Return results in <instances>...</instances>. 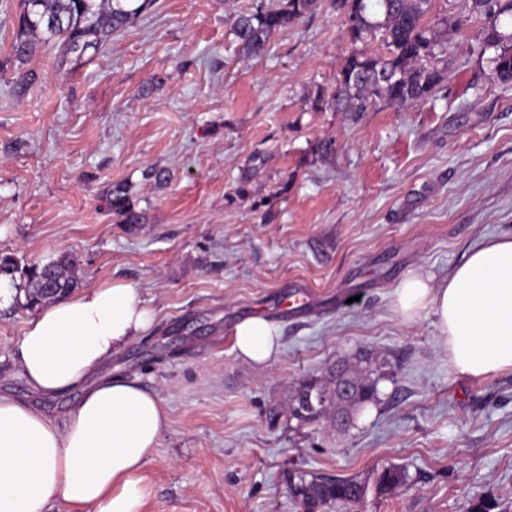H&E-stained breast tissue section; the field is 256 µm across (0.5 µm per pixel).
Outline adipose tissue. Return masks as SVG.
Instances as JSON below:
<instances>
[{"label": "adipose tissue", "instance_id": "ef3b65f1", "mask_svg": "<svg viewBox=\"0 0 512 512\" xmlns=\"http://www.w3.org/2000/svg\"><path fill=\"white\" fill-rule=\"evenodd\" d=\"M405 320L431 310L451 368L481 377L512 369V236L474 248L448 276L416 270L394 292ZM154 313L134 285L115 280L57 300L30 320L17 366L43 395L83 392L63 422L0 397V512H142V471L168 418L162 400L138 383L99 371L143 335ZM234 350L262 364L280 351L263 316L234 328Z\"/></svg>", "mask_w": 512, "mask_h": 512}]
</instances>
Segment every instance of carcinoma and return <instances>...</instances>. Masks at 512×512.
Returning a JSON list of instances; mask_svg holds the SVG:
<instances>
[{
  "instance_id": "1",
  "label": "carcinoma",
  "mask_w": 512,
  "mask_h": 512,
  "mask_svg": "<svg viewBox=\"0 0 512 512\" xmlns=\"http://www.w3.org/2000/svg\"><path fill=\"white\" fill-rule=\"evenodd\" d=\"M154 0H19L17 30L12 43L16 58L32 55L40 45L58 52L60 63L79 61L95 50L103 37L124 28L132 19L146 12ZM319 0H278L270 8L258 3L240 16L234 35L243 53L263 56L269 38L314 13ZM342 16L356 12L362 25L348 35L353 44H362L342 61L336 91L316 93L311 108L359 114L371 112L386 104L404 108L434 97L448 78L447 47L425 24L431 0H331ZM467 16L493 14L512 15V0H465ZM512 34L506 36L493 27L484 39V49L493 51L488 58L491 78L512 81ZM377 42L378 50H365ZM109 206L125 224H138L142 215L133 208L127 189L112 190ZM28 282L26 305L41 306L54 297H64L78 287L75 261L62 255L41 266L25 271ZM325 380H308L296 389L288 408V418L298 425L309 423L333 404L320 400L321 391L330 380L347 377L354 385V399L364 407L379 399L380 377L375 371L355 374L351 367L338 363ZM407 480L405 471L390 467L375 474L374 486L380 492L390 491ZM292 496L299 500L303 512H321L327 505L354 507L369 492V482L357 478L331 479L300 472L291 484Z\"/></svg>"
}]
</instances>
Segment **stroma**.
<instances>
[{
  "label": "stroma",
  "instance_id": "35a3bbf8",
  "mask_svg": "<svg viewBox=\"0 0 512 512\" xmlns=\"http://www.w3.org/2000/svg\"><path fill=\"white\" fill-rule=\"evenodd\" d=\"M18 3L0 0V258L18 265L0 277V396L54 420L80 396H39L16 366L36 315L22 271L67 254L79 290L122 280L156 313L107 366L168 415L143 512H303L297 472L387 467L406 483L358 512H512V370L456 373L433 312L393 304L410 271L445 276L512 235V82L488 77L487 19L442 27L464 0H433L445 89L354 115L310 108L354 49L330 0L260 59L233 34L255 0H155L65 66L47 46L14 56ZM116 185L140 224L109 210ZM255 314L282 343L262 367L233 348ZM342 361L381 369L379 402L347 429L289 420L298 384Z\"/></svg>",
  "mask_w": 512,
  "mask_h": 512
}]
</instances>
